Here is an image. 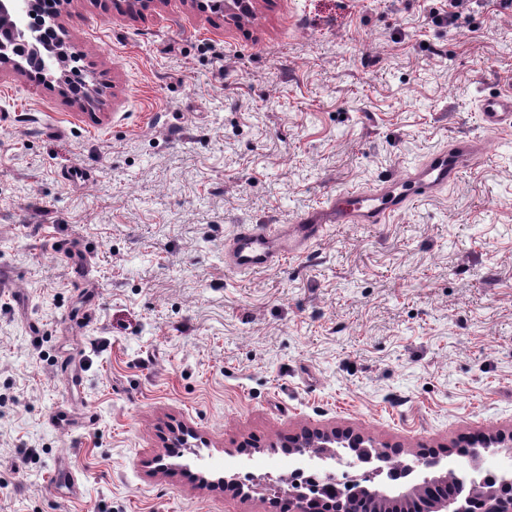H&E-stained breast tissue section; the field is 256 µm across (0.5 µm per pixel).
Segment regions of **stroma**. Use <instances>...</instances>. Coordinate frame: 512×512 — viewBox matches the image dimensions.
<instances>
[{
    "label": "stroma",
    "mask_w": 512,
    "mask_h": 512,
    "mask_svg": "<svg viewBox=\"0 0 512 512\" xmlns=\"http://www.w3.org/2000/svg\"><path fill=\"white\" fill-rule=\"evenodd\" d=\"M205 2L68 0L90 107L0 70V512H282L219 482L287 475L302 430L460 465L512 430V131L478 120L512 8L256 0L238 26ZM460 139L484 164L390 223L225 267L238 225Z\"/></svg>",
    "instance_id": "1"
}]
</instances>
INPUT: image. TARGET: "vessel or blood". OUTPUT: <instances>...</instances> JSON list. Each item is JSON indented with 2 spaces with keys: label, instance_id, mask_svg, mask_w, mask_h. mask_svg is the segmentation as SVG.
<instances>
[{
  "label": "vessel or blood",
  "instance_id": "b4317fda",
  "mask_svg": "<svg viewBox=\"0 0 512 512\" xmlns=\"http://www.w3.org/2000/svg\"><path fill=\"white\" fill-rule=\"evenodd\" d=\"M480 118L492 132L512 127V90L483 98ZM478 159L471 141L461 140L454 148L431 153L414 172L385 175L372 190L342 191L328 207L308 211L295 223L239 225L224 251V263L240 273L265 271L304 253L324 225L387 223L414 199L433 196L456 181Z\"/></svg>",
  "mask_w": 512,
  "mask_h": 512
}]
</instances>
